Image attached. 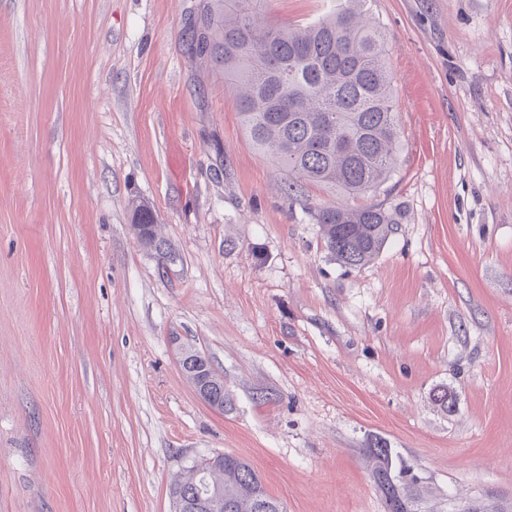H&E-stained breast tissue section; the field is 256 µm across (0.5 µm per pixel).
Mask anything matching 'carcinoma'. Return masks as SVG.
Listing matches in <instances>:
<instances>
[{"label": "carcinoma", "instance_id": "carcinoma-1", "mask_svg": "<svg viewBox=\"0 0 512 512\" xmlns=\"http://www.w3.org/2000/svg\"><path fill=\"white\" fill-rule=\"evenodd\" d=\"M268 2L205 0L184 31L188 50L235 94L253 146L287 173L289 198L305 184L361 197L391 176L400 150L384 34L366 0H344L316 23L296 27L272 23ZM310 215L327 251L348 268L371 263L392 232L393 218L376 205L321 204ZM132 229L143 247L166 253L147 205L132 204ZM366 453L388 512H414L392 474V449L376 442ZM212 480L224 481V512H258L257 491L280 512L255 470L234 455L224 454ZM173 494L206 512L188 475Z\"/></svg>", "mask_w": 512, "mask_h": 512}]
</instances>
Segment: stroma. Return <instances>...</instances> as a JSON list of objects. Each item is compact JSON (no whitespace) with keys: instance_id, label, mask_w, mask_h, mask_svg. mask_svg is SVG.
<instances>
[{"instance_id":"stroma-1","label":"stroma","mask_w":512,"mask_h":512,"mask_svg":"<svg viewBox=\"0 0 512 512\" xmlns=\"http://www.w3.org/2000/svg\"><path fill=\"white\" fill-rule=\"evenodd\" d=\"M202 5L0 0V512H175L219 453L284 512H386L377 437L417 512H512V0H367L401 151L367 196L394 231L360 269L307 212L336 190L281 194L191 58ZM139 201L167 254L137 241ZM173 494L176 499V505L180 499L182 502L187 503L197 509V511L191 510L188 512H208L204 510L206 508H204L203 503L199 502L194 482H192L187 473H185V475L183 473L181 479L178 481L176 487L173 490Z\"/></svg>"}]
</instances>
